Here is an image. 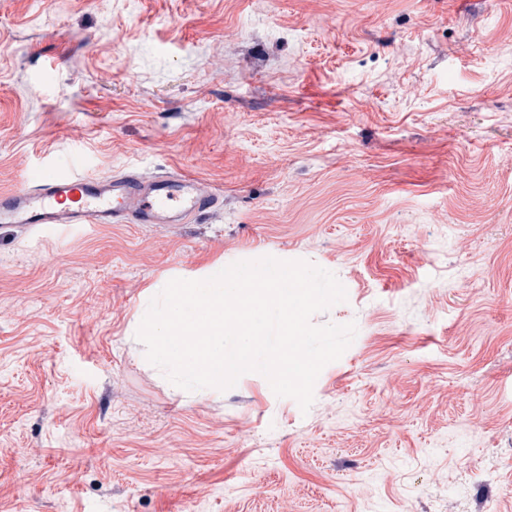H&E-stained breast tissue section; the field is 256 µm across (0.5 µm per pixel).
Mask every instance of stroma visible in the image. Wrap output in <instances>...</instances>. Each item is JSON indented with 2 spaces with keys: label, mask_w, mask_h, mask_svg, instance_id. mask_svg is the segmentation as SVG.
Listing matches in <instances>:
<instances>
[{
  "label": "stroma",
  "mask_w": 512,
  "mask_h": 512,
  "mask_svg": "<svg viewBox=\"0 0 512 512\" xmlns=\"http://www.w3.org/2000/svg\"><path fill=\"white\" fill-rule=\"evenodd\" d=\"M77 158L224 199L0 225V512H512V0H0V191ZM267 255L357 325L310 409L176 392L147 288Z\"/></svg>",
  "instance_id": "35a3bbf8"
}]
</instances>
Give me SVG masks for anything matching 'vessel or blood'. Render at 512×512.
<instances>
[{"label":"vessel or blood","mask_w":512,"mask_h":512,"mask_svg":"<svg viewBox=\"0 0 512 512\" xmlns=\"http://www.w3.org/2000/svg\"><path fill=\"white\" fill-rule=\"evenodd\" d=\"M223 193L199 176L100 177L84 170H45L29 185L0 192V224H183L210 214Z\"/></svg>","instance_id":"b4317fda"}]
</instances>
